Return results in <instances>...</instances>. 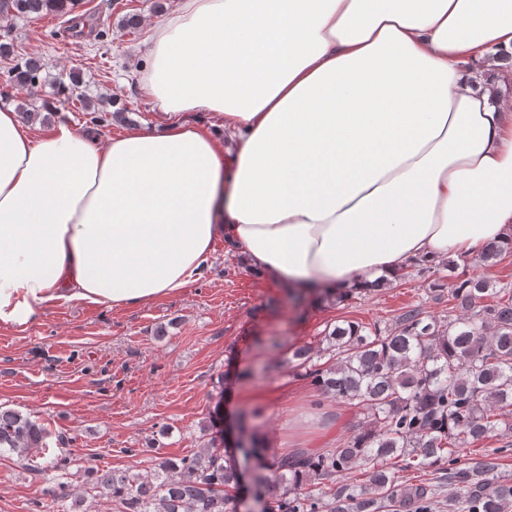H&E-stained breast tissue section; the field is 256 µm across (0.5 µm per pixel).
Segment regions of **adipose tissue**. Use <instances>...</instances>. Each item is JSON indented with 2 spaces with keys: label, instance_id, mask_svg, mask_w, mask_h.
<instances>
[{
  "label": "adipose tissue",
  "instance_id": "ef3b65f1",
  "mask_svg": "<svg viewBox=\"0 0 512 512\" xmlns=\"http://www.w3.org/2000/svg\"><path fill=\"white\" fill-rule=\"evenodd\" d=\"M503 51L512 0H182L154 28L150 129L37 138L0 107V326L172 296L220 238L331 292L512 243V100L479 80Z\"/></svg>",
  "mask_w": 512,
  "mask_h": 512
}]
</instances>
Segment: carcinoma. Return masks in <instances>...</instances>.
<instances>
[{
    "mask_svg": "<svg viewBox=\"0 0 512 512\" xmlns=\"http://www.w3.org/2000/svg\"><path fill=\"white\" fill-rule=\"evenodd\" d=\"M77 2L0 0V18L66 14ZM41 69L28 59L7 71V82L34 84ZM69 80L53 84L91 110L79 78L71 73ZM448 297L460 313L446 320L410 310L386 333L335 325L323 336V363L306 346L293 349L288 365L296 377L366 415L339 447L282 453L251 424L259 411H244L235 451L213 443L177 460L157 457L147 477L97 470L99 496L121 512H235L247 475L263 512H512V477L500 473L512 451V290L470 277L448 288ZM488 297L494 302L482 304ZM494 437L506 442L465 457L466 448ZM50 438L44 424L0 408V454L23 457ZM358 467L368 480H347ZM432 469L440 474L433 483L423 479Z\"/></svg>",
    "mask_w": 512,
    "mask_h": 512,
    "instance_id": "obj_1",
    "label": "carcinoma"
}]
</instances>
